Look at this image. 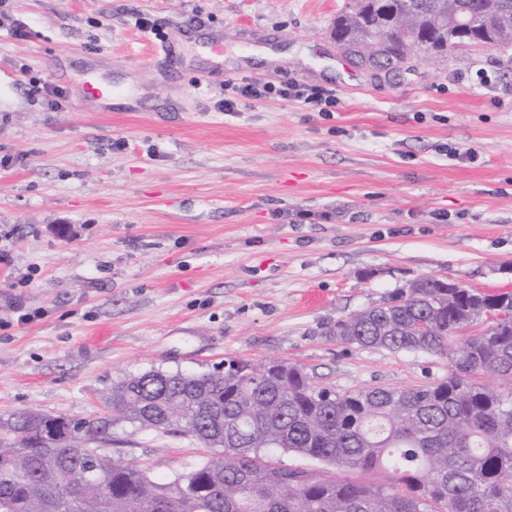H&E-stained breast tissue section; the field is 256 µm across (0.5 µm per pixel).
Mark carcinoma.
Wrapping results in <instances>:
<instances>
[{"label":"carcinoma","mask_w":512,"mask_h":512,"mask_svg":"<svg viewBox=\"0 0 512 512\" xmlns=\"http://www.w3.org/2000/svg\"><path fill=\"white\" fill-rule=\"evenodd\" d=\"M461 13L489 46H512V0H352L333 34L399 63L414 50L439 59ZM495 307L512 312V292L423 277L330 327L343 344L447 357L448 376L417 388L337 393L286 360L230 359L222 372L125 377L95 421L0 416V512H512V317L484 322ZM467 323L483 329L454 345ZM120 422L183 430L213 453L171 483L82 454ZM271 449L350 476L281 467ZM87 478L97 487L82 493Z\"/></svg>","instance_id":"carcinoma-1"}]
</instances>
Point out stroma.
Instances as JSON below:
<instances>
[{"instance_id":"stroma-1","label":"stroma","mask_w":512,"mask_h":512,"mask_svg":"<svg viewBox=\"0 0 512 512\" xmlns=\"http://www.w3.org/2000/svg\"><path fill=\"white\" fill-rule=\"evenodd\" d=\"M349 4L0 0V415L92 421L113 381L230 358L285 359L339 393L447 376V358L328 330L425 276L512 291V47L357 67L331 36ZM260 46L287 62L250 59ZM91 69L113 103L84 93ZM243 77L339 103L328 117L276 97L216 111ZM15 300L33 322L18 324ZM107 448L164 483L206 454L126 423Z\"/></svg>"}]
</instances>
